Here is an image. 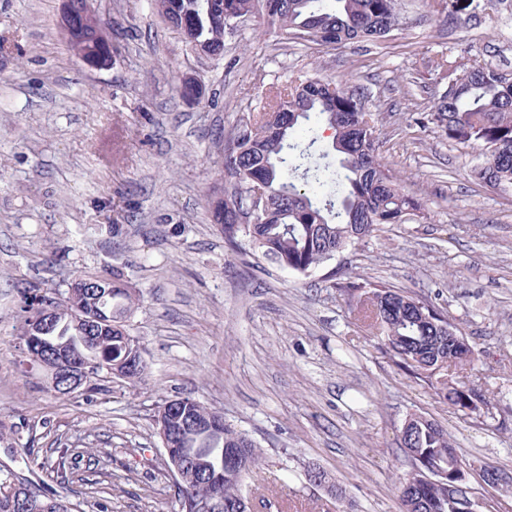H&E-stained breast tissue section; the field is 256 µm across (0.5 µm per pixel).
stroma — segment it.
<instances>
[{"label":"stroma","mask_w":512,"mask_h":512,"mask_svg":"<svg viewBox=\"0 0 512 512\" xmlns=\"http://www.w3.org/2000/svg\"><path fill=\"white\" fill-rule=\"evenodd\" d=\"M112 60L70 50L62 0H0V460L25 452L54 482L70 449L66 497L82 512H174L154 416L194 396L264 451L247 484L276 512H334L306 477L325 469L354 512H400L405 419L446 427L463 459L512 475V196L471 172L472 151L417 126L438 85L419 55L467 48L512 72V0H403L388 40L294 43L255 15L198 58L151 0H93ZM364 90L380 111L383 161L424 202L421 217L333 260L339 278L384 282L443 306L478 350L493 417L472 422L400 371L323 283L249 249H232L208 200L222 148L270 87L298 71ZM199 99L176 90L185 79ZM132 215L113 233L106 211ZM118 271L143 300L129 322L150 372L48 390L16 341L23 292H65L75 271Z\"/></svg>","instance_id":"35a3bbf8"}]
</instances>
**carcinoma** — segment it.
Returning a JSON list of instances; mask_svg holds the SVG:
<instances>
[{"label":"carcinoma","instance_id":"cac0c4a2","mask_svg":"<svg viewBox=\"0 0 512 512\" xmlns=\"http://www.w3.org/2000/svg\"><path fill=\"white\" fill-rule=\"evenodd\" d=\"M157 13L192 51L221 58L224 36L237 19L261 15L290 40L325 47L387 38L400 25L401 0H154ZM90 20L68 39L85 57L96 34ZM422 68L436 83L450 86L433 96L421 111L419 126L435 128L462 149L478 150L473 173L487 187L512 191V72L463 51L446 58L424 57ZM332 139L320 155L312 151L322 138ZM375 113L365 95L322 76L304 71L276 88L266 106L239 120L224 143V199L212 208L224 240L239 246L246 240L255 251L281 268L306 276L337 254L387 226L403 224L424 210L422 199L403 189L400 179L379 157ZM259 184L269 207L254 223L242 215L243 195ZM339 296L353 302L381 337V349L410 377L448 402L463 416L480 420L491 415L490 400L479 388L458 387L453 375L474 369L476 347L460 350L448 331L458 329L433 303L385 283L336 282ZM105 304L92 309L86 290L69 288L61 296H42L55 304L56 323L44 336L43 349L64 340L74 355L93 356L102 364L123 355L112 337L130 319L141 295L119 273ZM20 328L33 325L40 309L22 295ZM86 310L97 321L95 342L84 347L73 315ZM190 420L208 419L224 426V437L178 435L177 447L191 457L176 477L178 512H195L204 495L224 509L249 512L246 478L262 460L260 446L245 432L224 421V414L194 397L161 403ZM399 441L409 470L400 484L401 512H472L471 486L453 479L452 467L463 463L448 430L422 415L406 418ZM205 464L217 474L203 486L196 467ZM20 472L0 468V512H16L5 494ZM29 512H79L60 492L37 485Z\"/></svg>","mask_w":512,"mask_h":512}]
</instances>
